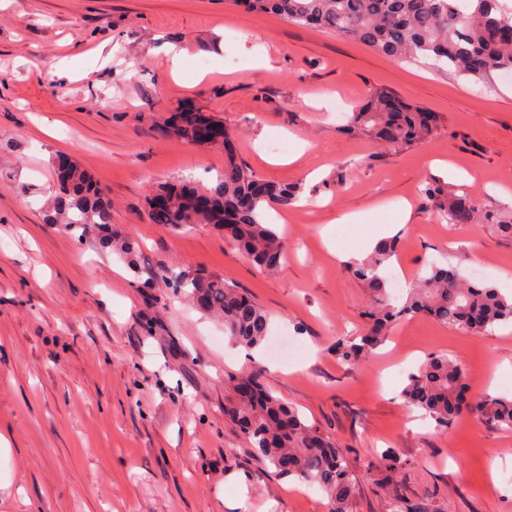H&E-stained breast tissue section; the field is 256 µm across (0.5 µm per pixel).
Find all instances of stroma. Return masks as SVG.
Wrapping results in <instances>:
<instances>
[{
	"label": "stroma",
	"instance_id": "1",
	"mask_svg": "<svg viewBox=\"0 0 512 512\" xmlns=\"http://www.w3.org/2000/svg\"><path fill=\"white\" fill-rule=\"evenodd\" d=\"M173 46L185 52L176 73ZM379 91L435 113L436 130L399 149L345 132L343 113ZM185 108L219 120L229 142L164 134ZM274 137L283 150L269 148ZM229 154L302 188L292 206L265 210L288 240L277 273L212 226L175 231L148 216L159 183L209 184ZM61 156L104 190L112 230L140 244L143 267L223 276L296 354L275 360L265 346L260 361L244 358L220 319L145 287L97 234L47 223ZM434 182L512 214V81L488 88L396 62L229 0H0V512H330L323 491L279 476L224 419L225 381L258 365L268 389L347 447L361 477L351 512H387L377 465L388 450L407 501L426 512H512V481L500 478L512 474V431L470 414L440 429L399 397L408 371L443 353L473 399L505 394L512 328L474 337L418 315L363 363L329 350L370 306L339 255L366 252L377 233L401 242V284L431 262L467 276L484 264L512 295V239L438 221L421 197ZM403 198L406 224L392 206Z\"/></svg>",
	"mask_w": 512,
	"mask_h": 512
}]
</instances>
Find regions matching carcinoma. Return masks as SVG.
Returning a JSON list of instances; mask_svg holds the SVG:
<instances>
[{"label": "carcinoma", "instance_id": "carcinoma-1", "mask_svg": "<svg viewBox=\"0 0 512 512\" xmlns=\"http://www.w3.org/2000/svg\"><path fill=\"white\" fill-rule=\"evenodd\" d=\"M248 11L273 14L300 25H310L351 37L392 60H430L458 77L490 80L512 71V6L507 0H237ZM197 119L191 110L173 114L168 133L192 142ZM431 112L406 105L380 93L353 113L344 131L371 135L388 147L418 144L437 127ZM59 194L48 220L52 224H81L86 231L103 230L112 223L111 205L91 177L77 165L58 177ZM191 178L182 185H165L157 192H174L168 211L150 209L156 224L179 228L213 224L227 231L238 250L257 268L276 272L288 252V242L264 219L269 203L288 207L301 193L297 185L262 182L245 163L233 157L210 185L195 188ZM427 203L449 224H494L512 237V218L479 213L473 202L448 193V187L430 184L423 190ZM103 243L121 255L145 284L162 281L186 294L205 311L224 316V331L246 349L266 338L269 315L236 284L208 270L183 269L167 275L146 270L138 261L131 236L109 233ZM397 239L381 240L365 258L351 263L352 275L367 288L370 308L363 332L340 337L330 346L344 364L370 358L385 342L391 325L402 316L428 315L470 336H484L512 325V296L490 282H470L453 265L432 264L416 278L406 294H392L386 270L397 256ZM262 369L245 378H228L234 390L250 387L247 395L224 401V417L238 425L253 451L268 460L278 474L313 484L329 497L330 512H349L358 477L349 469L348 449L308 423L294 408L266 390ZM465 373L446 354L432 356L410 371L399 397L421 411L436 426L448 428L464 414L512 430V397L497 396L464 402ZM398 457L382 456L381 489L389 496V512H423L403 501L397 485Z\"/></svg>", "mask_w": 512, "mask_h": 512}]
</instances>
